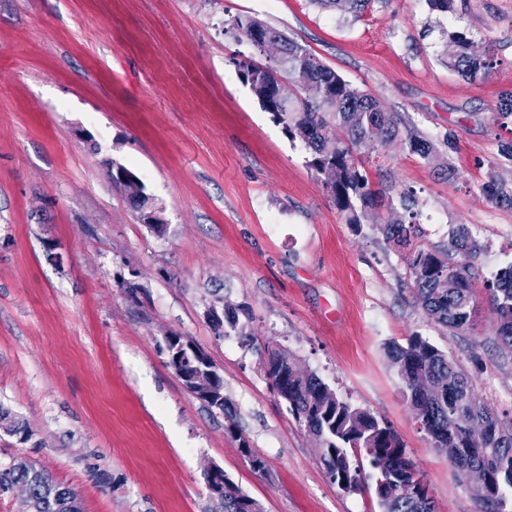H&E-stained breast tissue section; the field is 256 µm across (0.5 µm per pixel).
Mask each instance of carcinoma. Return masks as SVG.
Returning <instances> with one entry per match:
<instances>
[{"mask_svg": "<svg viewBox=\"0 0 512 512\" xmlns=\"http://www.w3.org/2000/svg\"><path fill=\"white\" fill-rule=\"evenodd\" d=\"M326 7L358 12L367 0H313ZM232 28L248 40L269 34L280 49L279 65L254 66L237 62L242 77L272 120L288 138L301 141L310 154L308 166L324 186L348 224H373L390 242L409 246L418 215L414 192L399 193V204L412 221L386 218L377 212L393 198L383 189H371L369 164L374 157H359V149L378 128V147L397 145L410 154L430 159L437 154L433 141L397 112H388L375 97L345 80L323 64L309 49L287 34L251 17H236ZM443 56L448 68L471 80L492 68L489 53L475 50L462 32L448 35ZM496 116L512 122V90L499 95ZM112 183L120 187L140 220L148 210L163 213L146 192L140 177L121 178L120 163H112ZM486 199L495 207L512 210V142L501 146L482 184ZM480 245L466 229L452 234L446 252L417 250L409 262V277L424 313L454 334L471 329L475 298L471 280ZM459 259H454V256ZM486 290L497 318L495 334L500 346L512 352V265L487 282ZM239 311L224 304V319H215V330L248 337L253 332L240 323ZM392 367L401 382V393L414 414L422 415L425 434L433 447L451 450L454 463L482 467L489 473L492 490L474 491L486 512H507V491H512V418L499 414L475 396L472 379L456 361L421 336L389 348ZM265 376L273 379L280 397L294 418L316 442L325 472L351 474L356 489L363 487L365 467L384 480L376 497L381 512H434L432 497L411 496L405 485L420 477L408 458L400 436L369 411L340 398L317 374L307 370L280 347L265 346ZM28 485L33 512H81L77 493L53 482L28 461L14 460L0 467V490L10 484ZM246 493L234 482L224 485V512H242Z\"/></svg>", "mask_w": 512, "mask_h": 512, "instance_id": "1", "label": "carcinoma"}]
</instances>
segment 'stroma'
<instances>
[{"instance_id":"obj_1","label":"stroma","mask_w":512,"mask_h":512,"mask_svg":"<svg viewBox=\"0 0 512 512\" xmlns=\"http://www.w3.org/2000/svg\"><path fill=\"white\" fill-rule=\"evenodd\" d=\"M238 16L295 38L440 144L430 161L391 147L382 181L419 200L411 249H447L461 224L478 240L469 332L425 315L411 249L345 223L243 80L238 62L266 57L232 28ZM453 31L489 52L487 74L448 68ZM510 89L512 0H453L447 13L370 0L358 14L313 0H0V407L27 428L0 429V464L31 461L82 512H224L214 465L264 512H379L373 490L329 481L264 375L273 343L396 431L435 512H484L418 429L387 348L423 336L512 416V353L485 290L512 264V211L481 192L512 140L494 118ZM110 159L163 207V233L137 220ZM446 162L450 180L436 175ZM219 298L242 307L253 342L213 329ZM170 335L210 354L228 413L168 366Z\"/></svg>"}]
</instances>
